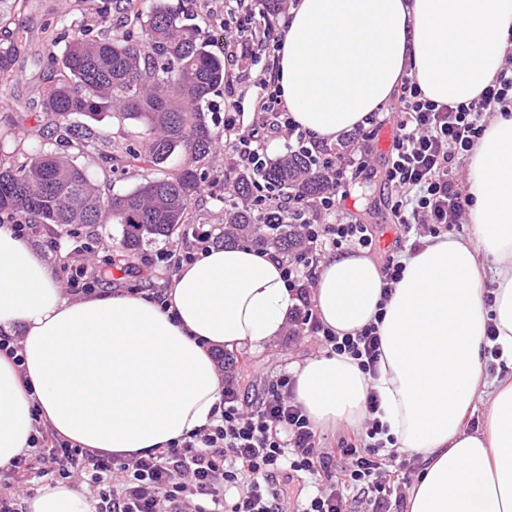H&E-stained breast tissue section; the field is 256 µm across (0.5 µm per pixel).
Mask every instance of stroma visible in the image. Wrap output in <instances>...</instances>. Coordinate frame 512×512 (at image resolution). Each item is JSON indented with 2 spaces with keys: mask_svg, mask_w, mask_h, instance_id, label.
Masks as SVG:
<instances>
[{
  "mask_svg": "<svg viewBox=\"0 0 512 512\" xmlns=\"http://www.w3.org/2000/svg\"><path fill=\"white\" fill-rule=\"evenodd\" d=\"M169 3L191 19L202 39L209 41L213 50H220L221 28L214 13L215 0H169ZM100 4L101 0H35L33 8L25 14L30 51L19 57L15 65V80L0 87V160L12 161L18 151L38 140L46 124V117L40 112L27 113V120L19 124L12 122L11 117L22 111L27 112L26 107L34 98L36 89L44 86L50 75L44 53L49 27L58 23L93 22ZM393 133L394 126L390 123L379 130L367 170L355 179L350 197L341 205L345 213L375 225L380 238L375 256L381 261L395 253L398 235L388 206L390 191L384 178ZM74 160L108 193L131 190L151 175L150 170L131 165L109 170L94 151L75 154ZM197 173L202 181L211 183L212 189L199 193L195 198L187 221L196 230L220 233L224 214L223 148H216L210 161L198 166ZM98 238L106 240L110 248L105 252L88 254L86 264L89 271L100 272L103 287L149 293L170 287L172 274L169 266L167 262L158 260L156 254L161 249H176L182 239L178 232L144 246L141 255L127 259L128 269L124 272L112 265L120 252L121 229L107 218L99 224H74L65 228L42 225L33 245L41 251L56 280L61 281L65 278L62 267L73 256L75 247ZM320 353L318 344L310 336H284L261 351H234L236 370L241 377V394L245 398H253L273 376L293 371L296 366L318 357Z\"/></svg>",
  "mask_w": 512,
  "mask_h": 512,
  "instance_id": "35a3bbf8",
  "label": "stroma"
}]
</instances>
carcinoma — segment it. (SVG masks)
<instances>
[{
	"label": "carcinoma",
	"instance_id": "1",
	"mask_svg": "<svg viewBox=\"0 0 512 512\" xmlns=\"http://www.w3.org/2000/svg\"><path fill=\"white\" fill-rule=\"evenodd\" d=\"M33 0H0V86L14 80L17 58L28 49L22 15ZM120 31L102 35L96 26L70 28L64 47L47 54L48 84L39 92L58 146L86 152L97 138L73 122L104 112L146 127L137 152L112 146L107 163L124 161L161 168L176 153L197 163L212 154L217 132L208 114L212 96L224 85V56L201 40L166 0H125ZM271 187L313 199L325 179L301 153L288 152L266 165L224 177L230 193L224 205L220 244L246 241L262 251L293 256L305 247L296 224L251 207L252 188ZM200 190L197 170L146 179L124 193L106 195L69 157L31 146L30 153L0 167V224H99L103 216L121 228L122 253L129 258L149 243L171 236L186 222Z\"/></svg>",
	"mask_w": 512,
	"mask_h": 512
}]
</instances>
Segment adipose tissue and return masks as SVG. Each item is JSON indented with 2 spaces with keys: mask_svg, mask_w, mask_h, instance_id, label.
I'll use <instances>...</instances> for the list:
<instances>
[{
  "mask_svg": "<svg viewBox=\"0 0 512 512\" xmlns=\"http://www.w3.org/2000/svg\"><path fill=\"white\" fill-rule=\"evenodd\" d=\"M512 52V0H295L276 52L293 120L333 142L389 100L404 77L439 104L476 98ZM470 235L406 257L383 299L363 253L319 263L313 300L338 335L378 322L375 375L344 355L295 369V396L321 427L377 419L419 472L408 512H512V114L499 113L468 159ZM165 305L123 290L68 298L44 257L0 227V468L36 423L80 448L122 458L215 424L224 383L217 349L258 351L282 336L296 300L279 263L241 245L183 265ZM507 372L488 379V327ZM39 417H32V408ZM484 426L466 427L476 408ZM28 512H91L81 486L58 481Z\"/></svg>",
  "mask_w": 512,
  "mask_h": 512,
  "instance_id": "obj_1",
  "label": "adipose tissue"
}]
</instances>
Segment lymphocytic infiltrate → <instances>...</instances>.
<instances>
[{"mask_svg": "<svg viewBox=\"0 0 512 512\" xmlns=\"http://www.w3.org/2000/svg\"><path fill=\"white\" fill-rule=\"evenodd\" d=\"M259 29L256 0H235L230 20L222 25L221 43L250 48ZM261 44L270 54L277 41L271 37ZM251 85L258 125L243 129L236 119L227 121L229 170L265 163V141L282 137L289 149L313 158L328 183L324 193L304 205L299 230L307 255L280 260L297 300L288 334L315 336L326 354L349 356L364 373L374 374L380 356L377 324L337 335L321 321L311 298L315 270L326 250L371 251L376 245L373 225L344 217L346 187L372 153L375 130L395 122L385 181L395 195L396 222L411 236L413 252L447 234L468 207L455 166L482 136L490 114L512 107V66L502 69L477 98L458 104H435L415 80L404 78L394 113H371L339 138L336 155L324 152L294 122L269 69H262ZM220 375L224 398L218 424L129 460L74 447L36 426L27 449L0 469V512H23L22 500L31 493L29 475L38 468L86 486L94 512H346V494L354 490L369 497L372 512H390L395 486L411 458L386 450L384 429L375 417L376 397L368 399L364 432L341 437L332 453L321 448L316 426L297 402L292 375L279 374L254 404L241 399L239 378L230 368H221Z\"/></svg>", "mask_w": 512, "mask_h": 512, "instance_id": "obj_1", "label": "lymphocytic infiltrate"}]
</instances>
